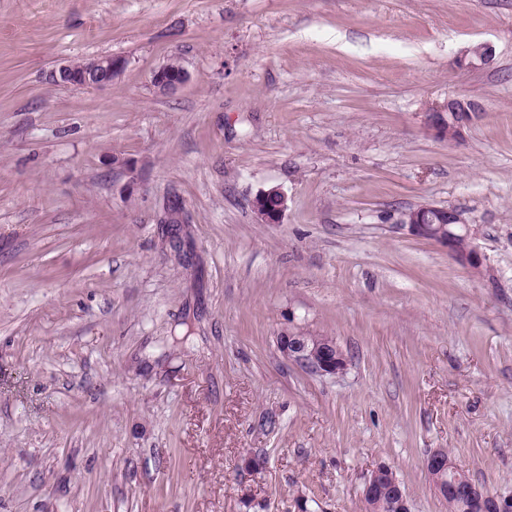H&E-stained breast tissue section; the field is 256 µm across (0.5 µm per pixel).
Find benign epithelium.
I'll list each match as a JSON object with an SVG mask.
<instances>
[{"label":"benign epithelium","mask_w":512,"mask_h":512,"mask_svg":"<svg viewBox=\"0 0 512 512\" xmlns=\"http://www.w3.org/2000/svg\"><path fill=\"white\" fill-rule=\"evenodd\" d=\"M492 58V48L487 44H477L468 50L459 61L462 67L486 64ZM125 60L116 56H103L81 64L71 61L60 63L51 72L52 80L60 86L103 87L112 84L113 78L124 68ZM188 78L187 72L180 65L166 64L157 70L152 83L160 92H170L183 85ZM456 99L448 100L445 110L427 113L429 126L436 135L456 133L452 142L463 140L464 131L477 117L475 107H470L464 118L448 124V111ZM252 210L262 224L281 223L288 208V198L277 188L257 194L251 202ZM402 223L410 232L426 239L435 240L448 248L455 258L463 265L479 274L482 271L483 260L474 248L458 247L459 241L471 240L470 220L464 213L455 208H441L434 205H421L402 215ZM281 352L315 373L320 375H338L347 367L342 350L334 341L313 342L302 332L286 331L278 336ZM425 468L431 478L438 495L448 492L469 499L484 501L491 500L493 512H512V499L496 497L470 479L461 480L449 478V473H461L463 469L454 461L448 459V453L437 449L425 461ZM391 471L386 465L377 467L367 478L361 501L369 503L376 499L382 490L384 476Z\"/></svg>","instance_id":"1"}]
</instances>
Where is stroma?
<instances>
[{
  "label": "stroma",
  "mask_w": 512,
  "mask_h": 512,
  "mask_svg": "<svg viewBox=\"0 0 512 512\" xmlns=\"http://www.w3.org/2000/svg\"><path fill=\"white\" fill-rule=\"evenodd\" d=\"M424 203L481 273L402 224ZM439 448L512 496V0H0V512H360L380 464L448 512ZM125 60L116 56H103L82 64L64 61L52 70V80L60 86L103 87L111 85L113 78L124 68ZM187 78V72L181 65L167 63L154 73L152 83L158 91L170 92L183 85ZM456 101H461V99H448V103L445 106L446 112L441 110H437L436 112H427L428 124L436 135L441 136L443 133H448L446 134V137L448 138L453 132H456L455 138L448 140V142L451 143H459L463 140L465 129L470 126L478 115V113L475 112V105L472 102L471 107L468 109V112H465L466 114L461 121L454 120L453 125H448V115H451L450 106ZM251 206L260 223L278 224L288 208V198L279 189L272 188L257 194ZM281 352L320 375L342 374L346 358L335 341L313 342L302 332L286 331L278 337Z\"/></svg>",
  "instance_id": "obj_1"
}]
</instances>
